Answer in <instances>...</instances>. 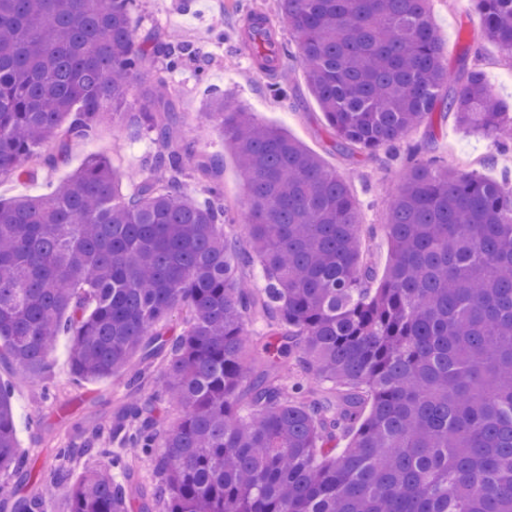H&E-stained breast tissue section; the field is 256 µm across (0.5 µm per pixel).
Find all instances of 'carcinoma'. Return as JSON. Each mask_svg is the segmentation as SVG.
I'll return each mask as SVG.
<instances>
[{
  "instance_id": "carcinoma-1",
  "label": "carcinoma",
  "mask_w": 512,
  "mask_h": 512,
  "mask_svg": "<svg viewBox=\"0 0 512 512\" xmlns=\"http://www.w3.org/2000/svg\"><path fill=\"white\" fill-rule=\"evenodd\" d=\"M431 0H278L311 93L343 150L391 155L441 109L497 150L512 112L473 67L453 78ZM485 37L512 57V0H474ZM135 0H0V171L29 176L40 145L94 133L104 113L146 127L149 174L91 157L47 194L0 202V365L41 378L68 337L79 382L138 354L166 363L176 426L126 407L67 456L101 464L37 481L14 512H512V186L447 167L401 168L383 225L384 279L361 241L347 183L298 139L222 95L206 122L248 189V244L224 237L218 163L174 149L168 75L193 44L135 35ZM156 58L142 95L131 86ZM203 180L204 200L184 182ZM265 287L243 271L254 260ZM184 314L175 333L168 319ZM266 331L255 336L249 324ZM275 338L291 364L264 355ZM345 445H340V442ZM156 482L133 481L130 451ZM30 476L13 392L0 380V476Z\"/></svg>"
}]
</instances>
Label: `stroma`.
Wrapping results in <instances>:
<instances>
[{
	"label": "stroma",
	"instance_id": "obj_1",
	"mask_svg": "<svg viewBox=\"0 0 512 512\" xmlns=\"http://www.w3.org/2000/svg\"><path fill=\"white\" fill-rule=\"evenodd\" d=\"M136 4L139 35L172 34L205 49L203 62L189 63L172 76L180 107L172 144L219 161L220 184L232 213L231 223L224 227L226 237L242 243L248 238L247 193L233 152L225 149L221 137L203 121L205 103L214 92L234 98L260 121L286 129L342 175L359 208L363 248L373 279L381 281L388 258L381 226L387 220L388 192L401 165L382 153L373 158L342 154L295 60H284L278 76L273 77L255 68L249 54L238 47L237 32L244 8L272 19L276 16V0H136ZM431 13L449 69L458 71L464 62L479 66L493 93L512 104V59L487 41L471 0H432ZM155 148L152 134L103 119L91 139L64 145L56 139L45 142L39 153L44 159L55 158V165L34 166L23 180L1 173L0 202L47 192L92 155L109 157L121 172H145V160ZM402 154L421 163L461 168L493 181L512 180V152L494 154L488 138L461 129L451 117L440 113L434 114L431 123L407 134ZM48 362L46 377L40 382L31 381L18 370L0 373V379L14 388L18 446L31 472L26 480L6 478L8 493L0 496V512H12L14 499L30 495L36 479L56 469H65L76 478L98 466V458L68 459L60 450L96 427L111 423L126 405L129 393H136L146 408L167 424H176L181 415L160 389L162 366H153L148 383L137 387L131 382L140 368L135 359L112 380L99 383L74 381L66 343L57 345Z\"/></svg>",
	"mask_w": 512,
	"mask_h": 512
}]
</instances>
